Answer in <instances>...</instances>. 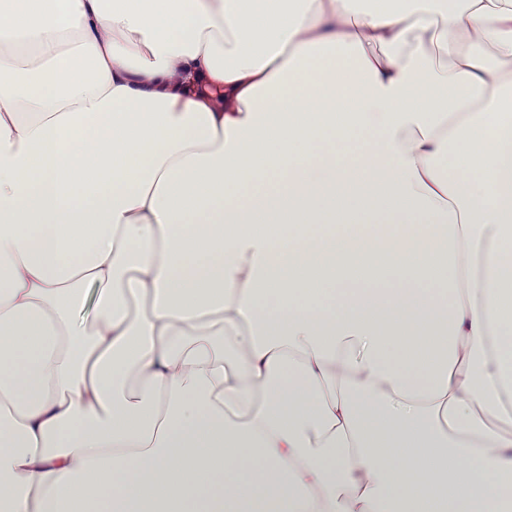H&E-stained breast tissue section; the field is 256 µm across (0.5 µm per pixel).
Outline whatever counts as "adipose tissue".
<instances>
[{
  "instance_id": "ef3b65f1",
  "label": "adipose tissue",
  "mask_w": 512,
  "mask_h": 512,
  "mask_svg": "<svg viewBox=\"0 0 512 512\" xmlns=\"http://www.w3.org/2000/svg\"><path fill=\"white\" fill-rule=\"evenodd\" d=\"M505 327L512 0H0V512H512Z\"/></svg>"
}]
</instances>
